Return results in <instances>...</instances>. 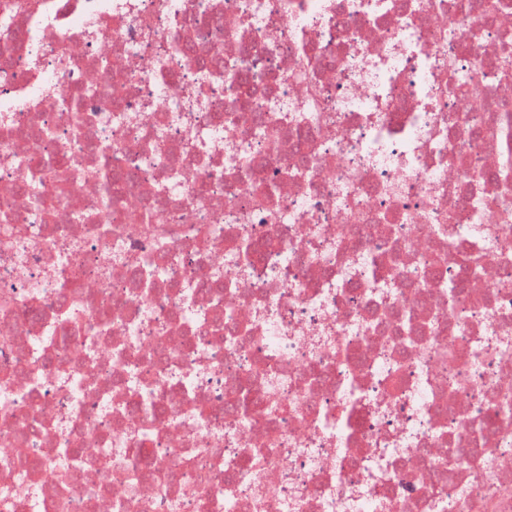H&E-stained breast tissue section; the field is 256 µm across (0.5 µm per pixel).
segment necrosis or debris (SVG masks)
Wrapping results in <instances>:
<instances>
[{
	"label": "necrosis or debris",
	"instance_id": "necrosis-or-debris-1",
	"mask_svg": "<svg viewBox=\"0 0 512 512\" xmlns=\"http://www.w3.org/2000/svg\"><path fill=\"white\" fill-rule=\"evenodd\" d=\"M497 3L0 0V512H512Z\"/></svg>",
	"mask_w": 512,
	"mask_h": 512
}]
</instances>
